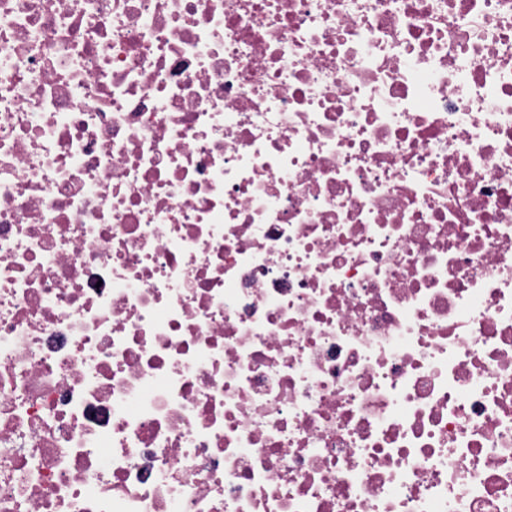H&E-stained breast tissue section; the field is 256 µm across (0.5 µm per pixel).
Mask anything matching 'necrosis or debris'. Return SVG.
<instances>
[{"mask_svg": "<svg viewBox=\"0 0 512 512\" xmlns=\"http://www.w3.org/2000/svg\"><path fill=\"white\" fill-rule=\"evenodd\" d=\"M0 512H512V0H0Z\"/></svg>", "mask_w": 512, "mask_h": 512, "instance_id": "necrosis-or-debris-1", "label": "necrosis or debris"}]
</instances>
